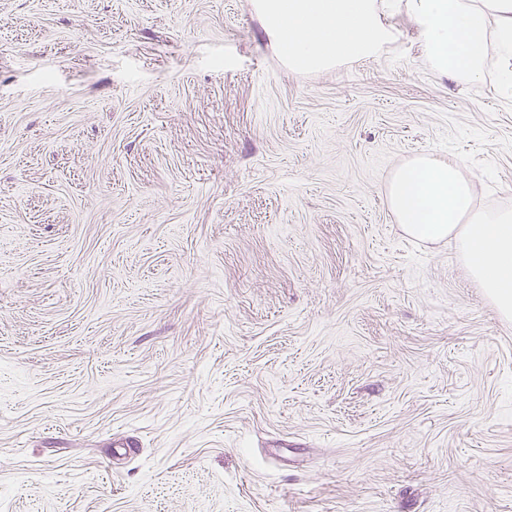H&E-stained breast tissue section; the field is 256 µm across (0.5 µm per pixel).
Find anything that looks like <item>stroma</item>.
Masks as SVG:
<instances>
[{
	"label": "stroma",
	"mask_w": 512,
	"mask_h": 512,
	"mask_svg": "<svg viewBox=\"0 0 512 512\" xmlns=\"http://www.w3.org/2000/svg\"><path fill=\"white\" fill-rule=\"evenodd\" d=\"M289 70L252 0H0V512H512V323L384 188L512 85Z\"/></svg>",
	"instance_id": "35a3bbf8"
}]
</instances>
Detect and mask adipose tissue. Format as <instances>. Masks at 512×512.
I'll use <instances>...</instances> for the list:
<instances>
[{"mask_svg":"<svg viewBox=\"0 0 512 512\" xmlns=\"http://www.w3.org/2000/svg\"><path fill=\"white\" fill-rule=\"evenodd\" d=\"M271 42L290 68L320 71L378 54L392 32L383 21L393 0H253ZM432 65L471 81L484 77L497 41L512 78V0H406Z\"/></svg>","mask_w":512,"mask_h":512,"instance_id":"ef3b65f1","label":"adipose tissue"}]
</instances>
